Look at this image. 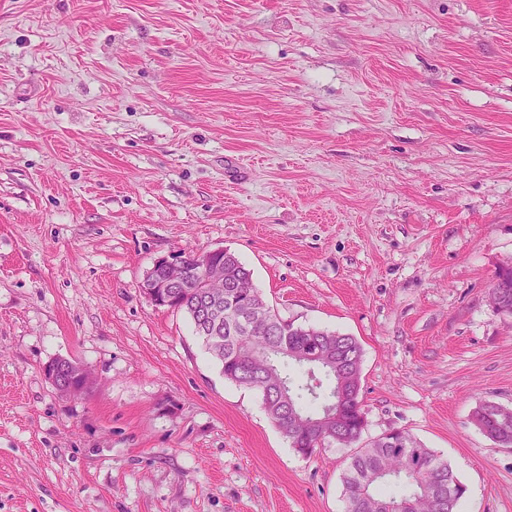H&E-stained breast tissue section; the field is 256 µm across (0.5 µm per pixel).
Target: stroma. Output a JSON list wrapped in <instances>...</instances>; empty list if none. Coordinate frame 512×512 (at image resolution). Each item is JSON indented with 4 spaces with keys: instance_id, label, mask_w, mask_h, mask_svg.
Wrapping results in <instances>:
<instances>
[{
    "instance_id": "obj_1",
    "label": "stroma",
    "mask_w": 512,
    "mask_h": 512,
    "mask_svg": "<svg viewBox=\"0 0 512 512\" xmlns=\"http://www.w3.org/2000/svg\"><path fill=\"white\" fill-rule=\"evenodd\" d=\"M215 248L358 340L365 438L512 512L472 422L512 408V0H0V512H345L349 449L295 452L141 289ZM501 280H504L509 288H499ZM491 302L496 310L512 316V270L499 274L488 289ZM493 305V306H494Z\"/></svg>"
}]
</instances>
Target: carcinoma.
Segmentation results:
<instances>
[{
	"mask_svg": "<svg viewBox=\"0 0 512 512\" xmlns=\"http://www.w3.org/2000/svg\"><path fill=\"white\" fill-rule=\"evenodd\" d=\"M184 261L183 280L165 289V308L188 315L224 378L259 391L271 421L304 456L331 442L358 443L365 429L362 386L338 396L342 377L362 371L358 341L280 318L256 288L238 287L252 275L233 253L213 256L205 281L195 256ZM488 296L512 316V270L496 277ZM472 420L494 443L512 447L511 408L486 402ZM385 486L401 491L384 492ZM466 492L448 461L403 431L367 441L343 475L346 512H459Z\"/></svg>",
	"mask_w": 512,
	"mask_h": 512,
	"instance_id": "carcinoma-1",
	"label": "carcinoma"
}]
</instances>
